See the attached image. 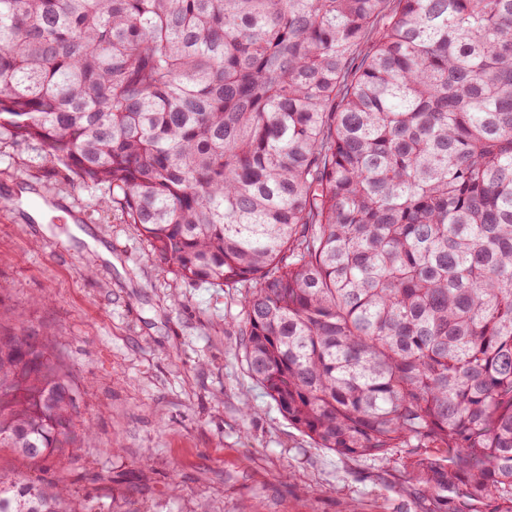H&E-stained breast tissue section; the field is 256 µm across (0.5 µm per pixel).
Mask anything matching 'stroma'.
<instances>
[{
	"instance_id": "stroma-1",
	"label": "stroma",
	"mask_w": 512,
	"mask_h": 512,
	"mask_svg": "<svg viewBox=\"0 0 512 512\" xmlns=\"http://www.w3.org/2000/svg\"><path fill=\"white\" fill-rule=\"evenodd\" d=\"M99 193L0 137V325L47 337L93 435L47 472L1 452L0 478L68 481L97 512H418L400 459L316 447L249 375L242 289L179 279Z\"/></svg>"
}]
</instances>
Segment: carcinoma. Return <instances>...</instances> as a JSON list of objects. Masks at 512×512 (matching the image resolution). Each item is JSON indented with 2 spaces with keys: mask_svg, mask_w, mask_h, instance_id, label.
<instances>
[{
  "mask_svg": "<svg viewBox=\"0 0 512 512\" xmlns=\"http://www.w3.org/2000/svg\"><path fill=\"white\" fill-rule=\"evenodd\" d=\"M105 188L318 448L404 450L421 512H512V0H0V134ZM0 330V449L78 442ZM0 479V512H75Z\"/></svg>",
  "mask_w": 512,
  "mask_h": 512,
  "instance_id": "carcinoma-1",
  "label": "carcinoma"
}]
</instances>
